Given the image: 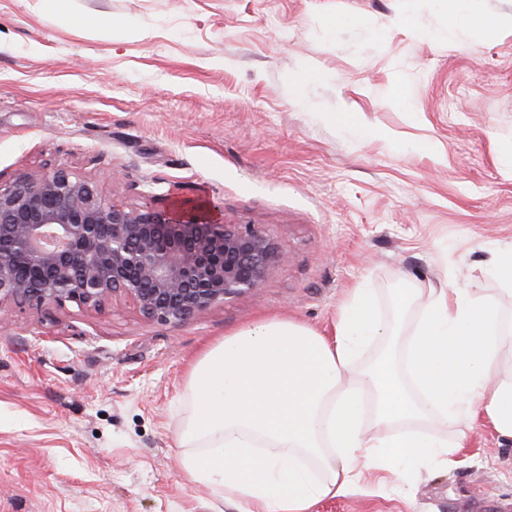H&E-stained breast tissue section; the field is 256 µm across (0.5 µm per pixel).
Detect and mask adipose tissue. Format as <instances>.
Instances as JSON below:
<instances>
[{
    "label": "adipose tissue",
    "mask_w": 512,
    "mask_h": 512,
    "mask_svg": "<svg viewBox=\"0 0 512 512\" xmlns=\"http://www.w3.org/2000/svg\"><path fill=\"white\" fill-rule=\"evenodd\" d=\"M418 303L412 329L401 309ZM382 317L375 289L360 286L339 309L335 334L287 319L235 331L192 367V412L181 471L233 500L238 512H310L345 494L356 467L389 469L400 481L419 467L454 462L456 441L477 416L512 436V326L490 300L414 284L396 289ZM396 339L401 363L355 360Z\"/></svg>",
    "instance_id": "obj_1"
}]
</instances>
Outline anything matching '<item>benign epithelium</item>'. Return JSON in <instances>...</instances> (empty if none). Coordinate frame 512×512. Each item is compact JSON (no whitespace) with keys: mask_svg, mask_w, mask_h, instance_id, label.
I'll list each match as a JSON object with an SVG mask.
<instances>
[{"mask_svg":"<svg viewBox=\"0 0 512 512\" xmlns=\"http://www.w3.org/2000/svg\"><path fill=\"white\" fill-rule=\"evenodd\" d=\"M143 197L111 202L65 170L0 181V313L30 302L96 308L120 295L179 326L257 290L286 261L254 225L224 223L216 205L176 207L171 187Z\"/></svg>","mask_w":512,"mask_h":512,"instance_id":"benign-epithelium-1","label":"benign epithelium"}]
</instances>
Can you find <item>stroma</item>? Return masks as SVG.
I'll use <instances>...</instances> for the list:
<instances>
[{
	"mask_svg": "<svg viewBox=\"0 0 512 512\" xmlns=\"http://www.w3.org/2000/svg\"><path fill=\"white\" fill-rule=\"evenodd\" d=\"M447 25L446 0H0L1 180L65 168L128 205L175 183L287 256L180 326L120 296L11 307L0 512H238L183 478L179 437L191 363L259 320L330 336L353 288L388 317L413 281L512 318L488 253L512 246V0L430 40ZM339 111L353 130L323 121ZM455 459L405 485L356 469L310 512H512V438L477 418Z\"/></svg>",
	"mask_w": 512,
	"mask_h": 512,
	"instance_id": "35a3bbf8",
	"label": "stroma"
}]
</instances>
